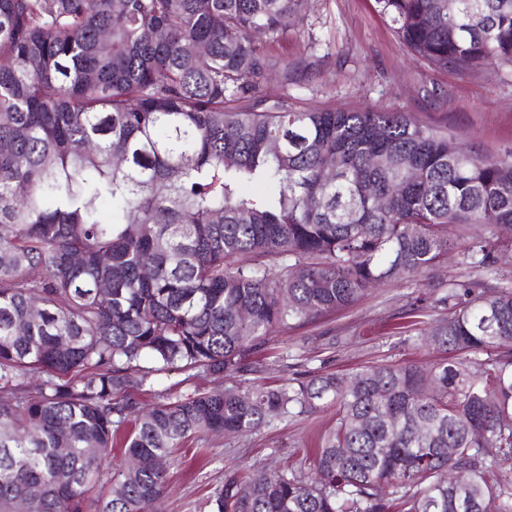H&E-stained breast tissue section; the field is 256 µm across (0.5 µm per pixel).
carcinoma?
I'll return each mask as SVG.
<instances>
[{
    "mask_svg": "<svg viewBox=\"0 0 512 512\" xmlns=\"http://www.w3.org/2000/svg\"><path fill=\"white\" fill-rule=\"evenodd\" d=\"M375 3L433 69L512 65V0ZM306 5L0 0V512H153L166 470L129 461L328 404L307 475L228 473L214 512H512L511 288L438 299L428 368L140 398L246 370L266 336L430 272L466 226L477 270L512 243V152L450 153L411 112L257 110L288 80L260 38Z\"/></svg>",
    "mask_w": 512,
    "mask_h": 512,
    "instance_id": "cac0c4a2",
    "label": "carcinoma"
}]
</instances>
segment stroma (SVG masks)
<instances>
[{"label": "stroma", "mask_w": 512, "mask_h": 512, "mask_svg": "<svg viewBox=\"0 0 512 512\" xmlns=\"http://www.w3.org/2000/svg\"><path fill=\"white\" fill-rule=\"evenodd\" d=\"M267 49L291 65L287 81L273 77L265 83L267 100L284 97L296 109L412 112L459 145L495 156L512 151V66L431 69L408 52L374 0H309L303 22ZM467 246V240H460L429 276L386 282L352 306L267 336L255 355L259 372L189 380L172 371L162 375L161 384L189 393L232 384H286L313 374H347L407 361L430 365L441 353L419 346L417 338L424 325L444 314L436 298L474 280L481 283L480 296L512 286V250L498 251L487 275L471 267L464 255ZM419 298L427 305L419 324L412 326L405 312ZM335 414L334 407L325 406L311 414L283 416L246 434L189 439L167 464L160 512H213V495L230 470L308 472L307 451Z\"/></svg>", "instance_id": "stroma-1"}]
</instances>
